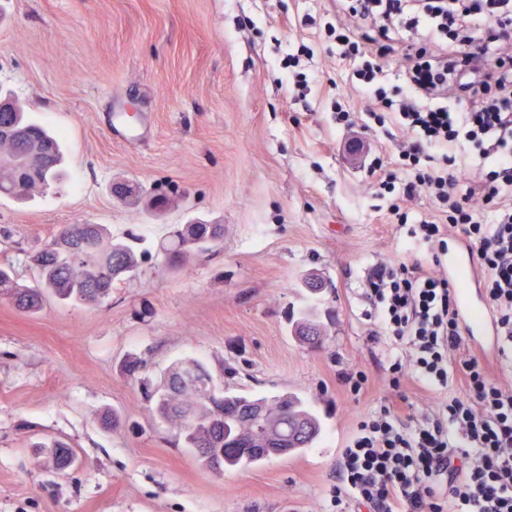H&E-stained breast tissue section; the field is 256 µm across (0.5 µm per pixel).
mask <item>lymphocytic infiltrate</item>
I'll list each match as a JSON object with an SVG mask.
<instances>
[{
	"label": "lymphocytic infiltrate",
	"instance_id": "obj_1",
	"mask_svg": "<svg viewBox=\"0 0 512 512\" xmlns=\"http://www.w3.org/2000/svg\"><path fill=\"white\" fill-rule=\"evenodd\" d=\"M335 29L340 56L360 59L354 75L407 134L384 189L442 207L421 220L422 237L454 231L475 249L499 336L512 342V0H354ZM418 35L397 60L404 81L387 92L383 60L405 32ZM430 264L377 266L368 317L403 346L389 384L455 386L434 415L404 422V402L358 420L342 448L336 512H512V388L465 355L457 295Z\"/></svg>",
	"mask_w": 512,
	"mask_h": 512
}]
</instances>
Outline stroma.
Listing matches in <instances>:
<instances>
[{
  "label": "stroma",
  "mask_w": 512,
  "mask_h": 512,
  "mask_svg": "<svg viewBox=\"0 0 512 512\" xmlns=\"http://www.w3.org/2000/svg\"><path fill=\"white\" fill-rule=\"evenodd\" d=\"M338 15L336 0H0V90L64 154L62 181L0 194V264L32 284L29 254L84 222L138 235L142 253L93 304L31 315L0 295V512H329L357 420L395 392L391 342L365 316L367 278L437 249L418 230L433 199L375 185L403 136L363 128L375 101L336 50ZM129 111L145 130L136 142L112 130ZM157 193L170 208L149 206ZM197 220L223 225V243L172 266L170 226ZM310 273L327 282L321 299ZM312 306L328 324L318 351L290 332ZM185 358L220 390L298 395L320 437L299 455L204 469L139 384ZM351 370L368 378L360 392L338 379ZM50 440L81 466L56 470Z\"/></svg>",
  "instance_id": "1"
}]
</instances>
